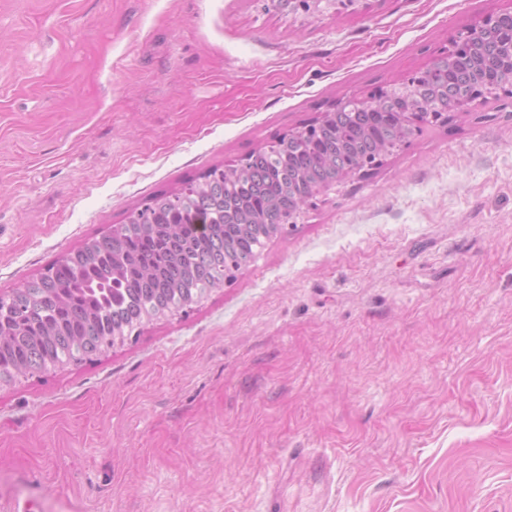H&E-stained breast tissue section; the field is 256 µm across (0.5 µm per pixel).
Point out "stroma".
Listing matches in <instances>:
<instances>
[{
	"mask_svg": "<svg viewBox=\"0 0 512 512\" xmlns=\"http://www.w3.org/2000/svg\"><path fill=\"white\" fill-rule=\"evenodd\" d=\"M510 7L0 0V292ZM0 512H512V95L315 193L187 312L0 385Z\"/></svg>",
	"mask_w": 512,
	"mask_h": 512,
	"instance_id": "1",
	"label": "stroma"
}]
</instances>
